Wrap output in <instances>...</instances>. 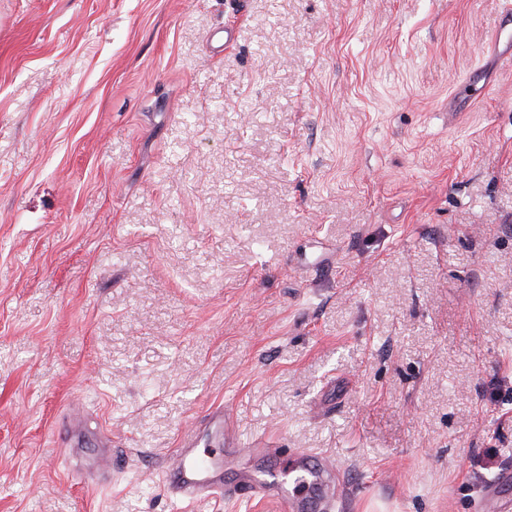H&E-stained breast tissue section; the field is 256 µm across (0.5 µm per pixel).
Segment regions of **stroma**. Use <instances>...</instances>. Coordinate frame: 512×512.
Here are the masks:
<instances>
[{"mask_svg":"<svg viewBox=\"0 0 512 512\" xmlns=\"http://www.w3.org/2000/svg\"><path fill=\"white\" fill-rule=\"evenodd\" d=\"M498 24V0H0V512H283L164 493L220 405L333 461L335 512H480L512 473Z\"/></svg>","mask_w":512,"mask_h":512,"instance_id":"35a3bbf8","label":"stroma"}]
</instances>
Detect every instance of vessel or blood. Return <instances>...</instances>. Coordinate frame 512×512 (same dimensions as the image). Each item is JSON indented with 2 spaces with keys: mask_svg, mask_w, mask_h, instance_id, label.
Segmentation results:
<instances>
[{
  "mask_svg": "<svg viewBox=\"0 0 512 512\" xmlns=\"http://www.w3.org/2000/svg\"><path fill=\"white\" fill-rule=\"evenodd\" d=\"M206 430L221 438V447H200L203 431L189 432L181 439L165 469L164 491L171 499L195 504L217 498L228 501L276 498L284 512H327L335 503L337 486L331 474L305 464L300 467V476L289 486L277 474L267 480L242 476L234 482H225V454L243 451L245 445L223 410L208 414Z\"/></svg>",
  "mask_w": 512,
  "mask_h": 512,
  "instance_id": "obj_1",
  "label": "vessel or blood"
}]
</instances>
